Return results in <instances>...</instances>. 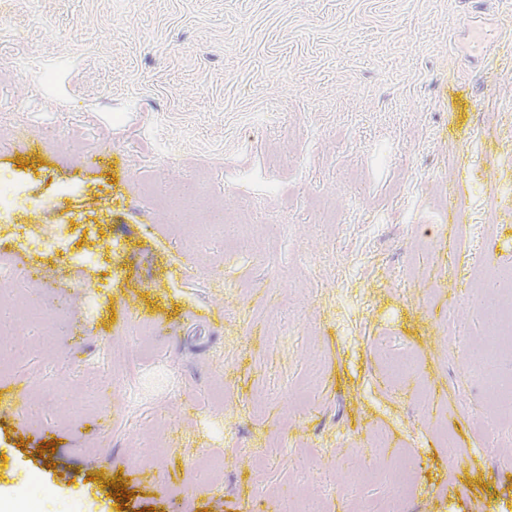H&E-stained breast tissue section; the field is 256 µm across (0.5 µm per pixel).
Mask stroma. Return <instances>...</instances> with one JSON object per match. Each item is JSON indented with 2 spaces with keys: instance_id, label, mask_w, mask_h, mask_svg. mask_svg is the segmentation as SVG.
I'll return each mask as SVG.
<instances>
[{
  "instance_id": "stroma-1",
  "label": "stroma",
  "mask_w": 512,
  "mask_h": 512,
  "mask_svg": "<svg viewBox=\"0 0 512 512\" xmlns=\"http://www.w3.org/2000/svg\"><path fill=\"white\" fill-rule=\"evenodd\" d=\"M469 16L0 0V222L108 264L0 242V512H512V0ZM70 225H82V227L77 228L75 234H65V229ZM88 225L90 224H33L32 228H26L24 225L13 224L14 228L24 230V237L30 242L45 246L51 253H54L55 249L68 253L69 247ZM512 285L502 289V295L497 302L496 320L492 328L499 347L512 351Z\"/></svg>"
}]
</instances>
